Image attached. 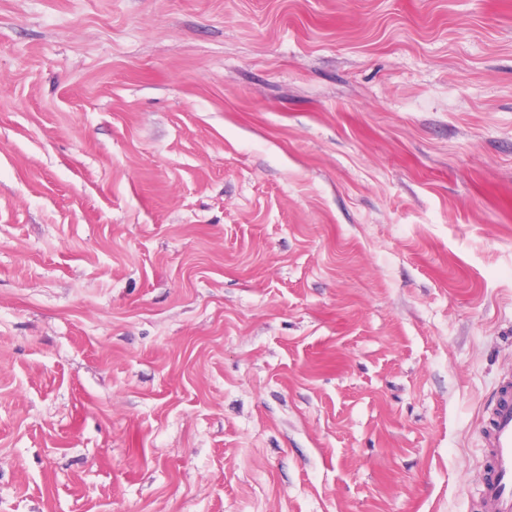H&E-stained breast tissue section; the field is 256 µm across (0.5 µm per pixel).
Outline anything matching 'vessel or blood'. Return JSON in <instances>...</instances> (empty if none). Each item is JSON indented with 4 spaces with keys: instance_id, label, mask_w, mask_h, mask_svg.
<instances>
[{
    "instance_id": "b4317fda",
    "label": "vessel or blood",
    "mask_w": 512,
    "mask_h": 512,
    "mask_svg": "<svg viewBox=\"0 0 512 512\" xmlns=\"http://www.w3.org/2000/svg\"><path fill=\"white\" fill-rule=\"evenodd\" d=\"M484 477L481 512H512V375L502 376L480 428Z\"/></svg>"
}]
</instances>
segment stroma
<instances>
[{"mask_svg":"<svg viewBox=\"0 0 512 512\" xmlns=\"http://www.w3.org/2000/svg\"><path fill=\"white\" fill-rule=\"evenodd\" d=\"M512 373V0H0V512H479Z\"/></svg>","mask_w":512,"mask_h":512,"instance_id":"obj_1","label":"stroma"}]
</instances>
